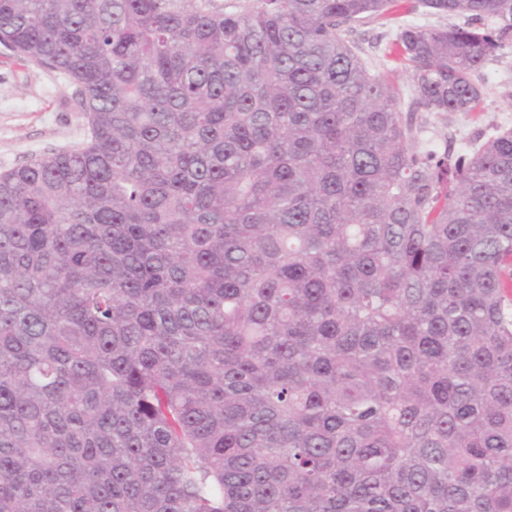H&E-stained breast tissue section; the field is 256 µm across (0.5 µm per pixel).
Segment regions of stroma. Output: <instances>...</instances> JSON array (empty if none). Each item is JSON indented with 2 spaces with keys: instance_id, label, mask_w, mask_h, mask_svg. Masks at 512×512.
<instances>
[{
  "instance_id": "stroma-1",
  "label": "stroma",
  "mask_w": 512,
  "mask_h": 512,
  "mask_svg": "<svg viewBox=\"0 0 512 512\" xmlns=\"http://www.w3.org/2000/svg\"><path fill=\"white\" fill-rule=\"evenodd\" d=\"M444 21L419 0H394L388 17L357 26L351 36L372 72L399 84L401 111L409 109L411 71L395 54V33L405 24L434 26ZM476 79L483 88L477 112L431 117L430 132L439 143L463 148L512 126V45L500 49ZM88 138V122L73 85L49 68L0 53V172L74 149Z\"/></svg>"
}]
</instances>
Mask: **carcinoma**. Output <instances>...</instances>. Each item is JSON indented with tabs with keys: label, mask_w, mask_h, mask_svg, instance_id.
<instances>
[{
	"label": "carcinoma",
	"mask_w": 512,
	"mask_h": 512,
	"mask_svg": "<svg viewBox=\"0 0 512 512\" xmlns=\"http://www.w3.org/2000/svg\"><path fill=\"white\" fill-rule=\"evenodd\" d=\"M422 4L473 112L512 0ZM390 5L0 0L90 131L0 172V512H512V128ZM389 16L359 25L351 35L357 53L376 74L389 75L401 88L402 112H407L410 102L411 70L395 54L394 40L400 25L418 24L434 26L461 23L462 20L432 14L420 5V0H393ZM496 55L475 76L483 88L477 112L429 117L430 132L436 141L453 149L463 148L501 127L512 126V45Z\"/></svg>",
	"instance_id": "carcinoma-1"
}]
</instances>
